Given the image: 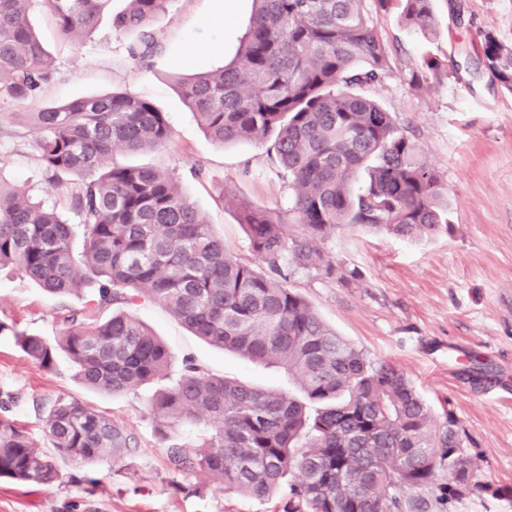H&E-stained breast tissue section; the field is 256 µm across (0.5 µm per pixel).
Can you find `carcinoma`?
<instances>
[{
    "label": "carcinoma",
    "mask_w": 512,
    "mask_h": 512,
    "mask_svg": "<svg viewBox=\"0 0 512 512\" xmlns=\"http://www.w3.org/2000/svg\"><path fill=\"white\" fill-rule=\"evenodd\" d=\"M168 0H127L113 18L134 32L131 58L148 64L162 50L152 25ZM434 33V0H375ZM112 0H0V100L33 104L64 77L31 29L42 4L60 33L79 43ZM240 62L197 74L181 93L203 130L221 144L268 148L290 192L284 211L227 204L246 226L255 261L235 257L177 177L152 166L115 167L117 151L164 147L165 114L128 92L19 112L36 140L48 187L66 194L80 223L23 186L0 180V268L11 267L65 298L86 292L90 306L67 309L49 341L13 331L16 344L45 370L67 354L88 389L126 394L166 376L170 355L134 313L144 302L168 309L191 332L250 362L281 370L290 390L245 385L191 361L149 401L166 464L175 474L202 471L226 491L259 500L280 494L278 512H439L470 496L499 493L449 410L436 419L411 382L375 364L288 286L336 266L321 245L348 224L401 238L448 231L442 175L364 89L392 71L388 44L363 0H253ZM482 67L512 92V45L483 34ZM438 78L446 64L427 59L409 83ZM301 232L288 234V225ZM82 231V252L73 243ZM50 450L0 414V478L49 486L60 462L133 467L137 438L68 394L44 407ZM448 482L432 499L409 497L436 471Z\"/></svg>",
    "instance_id": "obj_1"
}]
</instances>
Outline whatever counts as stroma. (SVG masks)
<instances>
[{"instance_id":"35a3bbf8","label":"stroma","mask_w":512,"mask_h":512,"mask_svg":"<svg viewBox=\"0 0 512 512\" xmlns=\"http://www.w3.org/2000/svg\"><path fill=\"white\" fill-rule=\"evenodd\" d=\"M124 7L125 0H112L111 13L76 45L41 6L33 7L30 24L66 73L48 87L41 104L112 91L152 103L165 113L172 140L158 150L115 153L114 163L173 172L226 247L240 260H253L238 213L225 198L281 211L288 189L272 173L264 146L214 142L178 87L180 80L235 57L252 0H171L155 24L164 50L147 69L128 55L135 33L112 26L113 14ZM435 10L439 26L432 35L406 24L399 10L377 13L392 70L369 94L414 139L422 160L442 174L449 232L404 239L346 227L322 246L336 265L335 277L301 272L289 286L371 361L402 371L434 415L452 410L485 481L512 488V94L493 84L478 62L485 32L512 44V0H436ZM427 57L453 68L411 86V70ZM15 110L0 101V177L38 193L45 181L36 135L18 126ZM197 165L205 168V178L192 175ZM88 300L85 293L57 298L18 270L0 269V321L17 329L54 339L63 309H83ZM136 314L166 345L168 378L178 376L189 356L216 375L266 387L288 384L276 369L201 341L160 305L142 304ZM167 380L130 394L92 391L75 377L65 355L45 370L22 353L13 336L0 335V409L31 436H42L47 401L66 393L108 414L139 440L132 471L109 463H67L62 481L50 486L0 479V512H277V498L253 500L223 491L205 473L170 472L148 411Z\"/></svg>"}]
</instances>
